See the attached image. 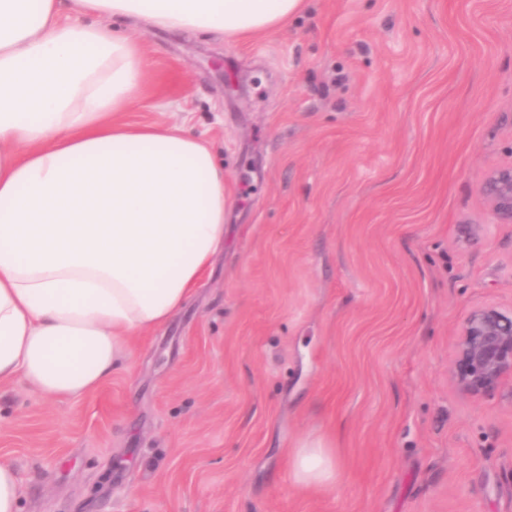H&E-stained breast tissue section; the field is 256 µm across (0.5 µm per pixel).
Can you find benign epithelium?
<instances>
[{"label":"benign epithelium","instance_id":"obj_1","mask_svg":"<svg viewBox=\"0 0 512 512\" xmlns=\"http://www.w3.org/2000/svg\"><path fill=\"white\" fill-rule=\"evenodd\" d=\"M480 191L496 222L512 224V164L490 171ZM512 376V308L487 305L465 316L457 334L450 379L457 391L480 397Z\"/></svg>","mask_w":512,"mask_h":512}]
</instances>
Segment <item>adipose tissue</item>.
<instances>
[{
	"instance_id": "1",
	"label": "adipose tissue",
	"mask_w": 512,
	"mask_h": 512,
	"mask_svg": "<svg viewBox=\"0 0 512 512\" xmlns=\"http://www.w3.org/2000/svg\"><path fill=\"white\" fill-rule=\"evenodd\" d=\"M306 0H0V383L72 398L165 326L224 249V164L185 124L121 119L149 70L122 24L239 39ZM297 484L336 474L294 448Z\"/></svg>"
}]
</instances>
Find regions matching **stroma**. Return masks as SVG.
Instances as JSON below:
<instances>
[{"label":"stroma","instance_id":"35a3bbf8","mask_svg":"<svg viewBox=\"0 0 512 512\" xmlns=\"http://www.w3.org/2000/svg\"><path fill=\"white\" fill-rule=\"evenodd\" d=\"M131 124L224 158V250L97 389L0 386L21 512H512V377L450 382L472 309L512 307V0H307L287 27L214 40L137 29ZM481 225L478 244L459 241ZM320 438L326 486L288 451ZM480 191L495 221L512 224V164L490 171ZM289 463L295 482L305 487L324 485L336 474V459L322 440L293 448Z\"/></svg>","mask_w":512,"mask_h":512}]
</instances>
